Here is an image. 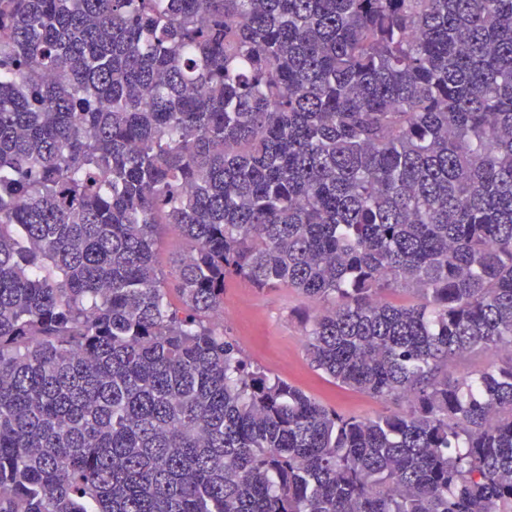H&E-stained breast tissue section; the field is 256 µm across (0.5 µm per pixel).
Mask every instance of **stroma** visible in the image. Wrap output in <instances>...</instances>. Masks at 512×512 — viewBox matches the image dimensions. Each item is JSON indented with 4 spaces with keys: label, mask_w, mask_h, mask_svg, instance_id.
<instances>
[{
    "label": "stroma",
    "mask_w": 512,
    "mask_h": 512,
    "mask_svg": "<svg viewBox=\"0 0 512 512\" xmlns=\"http://www.w3.org/2000/svg\"><path fill=\"white\" fill-rule=\"evenodd\" d=\"M308 307L307 301L288 289L261 292L248 282L232 279L224 291V327L252 363L298 385L339 412L370 417L393 411V404L337 387L310 367L302 329Z\"/></svg>",
    "instance_id": "35a3bbf8"
}]
</instances>
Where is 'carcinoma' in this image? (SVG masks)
<instances>
[{
    "mask_svg": "<svg viewBox=\"0 0 512 512\" xmlns=\"http://www.w3.org/2000/svg\"><path fill=\"white\" fill-rule=\"evenodd\" d=\"M0 512H512V0H0ZM185 245L182 238L174 229H166L160 237L157 264L158 268L164 272H168L174 263L183 254ZM308 307L307 301L288 288L261 292L248 282L232 279L224 291V329L252 363L298 385L339 412L370 417L405 407V403L397 406L337 387L310 367L302 329Z\"/></svg>",
    "mask_w": 512,
    "mask_h": 512,
    "instance_id": "1",
    "label": "carcinoma"
}]
</instances>
